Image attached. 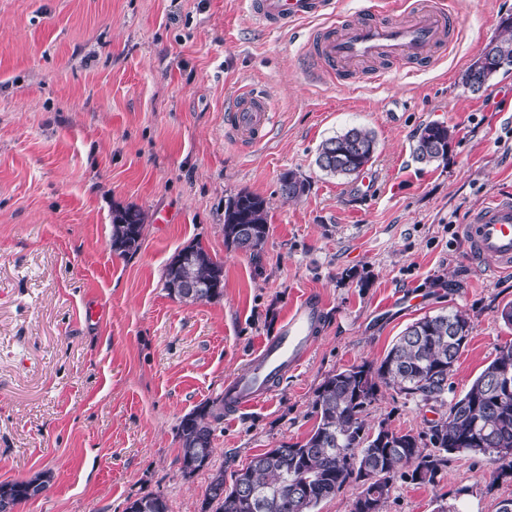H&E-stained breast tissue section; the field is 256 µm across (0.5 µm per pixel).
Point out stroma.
Instances as JSON below:
<instances>
[{
    "label": "stroma",
    "mask_w": 512,
    "mask_h": 512,
    "mask_svg": "<svg viewBox=\"0 0 512 512\" xmlns=\"http://www.w3.org/2000/svg\"><path fill=\"white\" fill-rule=\"evenodd\" d=\"M455 43L421 72L313 81L304 34L269 31L246 0H0V482L45 472L17 512H124L162 494L199 512L209 470L184 479L176 430L305 294L326 304L308 360L254 407L225 412L215 465L232 473L306 439L325 377L381 360L404 329L461 309L471 331L448 383L464 394L512 342V273L478 265L461 224L512 193V69L471 93L462 72L512 0H451ZM274 110L268 140H236L224 111L243 87ZM454 127L442 166L411 156L416 130ZM377 138L368 185L325 175L323 139ZM308 191L279 193L286 171ZM269 207L253 256L224 244V201ZM140 208L136 253L113 252L112 212ZM167 223H160V216ZM224 265V296L182 302L163 271L183 247ZM447 411L381 388L367 421L407 432ZM452 454L436 485L394 480L384 512H498L512 481Z\"/></svg>",
    "instance_id": "obj_1"
}]
</instances>
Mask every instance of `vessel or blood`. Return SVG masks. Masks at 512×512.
<instances>
[{
	"mask_svg": "<svg viewBox=\"0 0 512 512\" xmlns=\"http://www.w3.org/2000/svg\"><path fill=\"white\" fill-rule=\"evenodd\" d=\"M248 6L258 24L270 31L329 20L322 36L310 37L303 51L318 80L329 69L364 75L370 64L385 59L404 65L428 64L459 27V17L446 0H385L381 12H368L356 21L343 19L340 0H248ZM226 124L240 141L262 144L273 127L269 101L253 89L238 92ZM461 234L474 262L490 263L497 273L512 272V197L491 198L462 225ZM325 309L316 296L303 297L251 355L247 369L225 381L226 407H253L274 392L281 377L301 366Z\"/></svg>",
	"mask_w": 512,
	"mask_h": 512,
	"instance_id": "1",
	"label": "vessel or blood"
}]
</instances>
